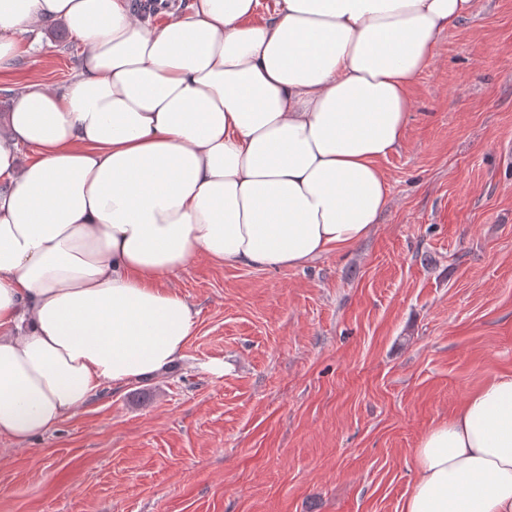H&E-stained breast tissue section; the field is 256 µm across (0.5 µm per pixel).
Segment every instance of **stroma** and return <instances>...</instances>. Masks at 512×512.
I'll return each mask as SVG.
<instances>
[{
    "label": "stroma",
    "instance_id": "stroma-1",
    "mask_svg": "<svg viewBox=\"0 0 512 512\" xmlns=\"http://www.w3.org/2000/svg\"><path fill=\"white\" fill-rule=\"evenodd\" d=\"M439 47L372 233L302 267L178 272L183 360L1 437L0 512H401L423 434L512 372V0H476ZM78 57L45 28L0 112Z\"/></svg>",
    "mask_w": 512,
    "mask_h": 512
}]
</instances>
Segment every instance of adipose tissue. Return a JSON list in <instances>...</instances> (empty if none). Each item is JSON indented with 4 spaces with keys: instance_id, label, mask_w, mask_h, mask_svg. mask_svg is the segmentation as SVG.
<instances>
[{
    "instance_id": "obj_1",
    "label": "adipose tissue",
    "mask_w": 512,
    "mask_h": 512,
    "mask_svg": "<svg viewBox=\"0 0 512 512\" xmlns=\"http://www.w3.org/2000/svg\"><path fill=\"white\" fill-rule=\"evenodd\" d=\"M474 8L196 0L152 27L134 0H0V73L47 24L81 46L62 89L27 85L0 119V437L182 358L196 312L167 278L193 260L301 267L369 236L410 90ZM415 460L402 512H512V373Z\"/></svg>"
}]
</instances>
